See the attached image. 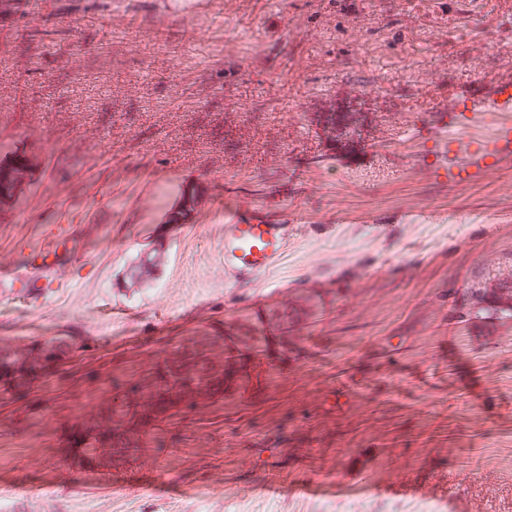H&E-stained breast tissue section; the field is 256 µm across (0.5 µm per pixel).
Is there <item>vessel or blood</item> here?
I'll return each instance as SVG.
<instances>
[{
    "label": "vessel or blood",
    "mask_w": 512,
    "mask_h": 512,
    "mask_svg": "<svg viewBox=\"0 0 512 512\" xmlns=\"http://www.w3.org/2000/svg\"><path fill=\"white\" fill-rule=\"evenodd\" d=\"M494 126L493 135L472 141L465 133L475 119ZM426 121L448 132V156L438 163L439 177L455 184L479 176L488 161L512 159V85H497L485 101L453 108L439 107ZM288 241V220L257 209L232 207L224 213V276L245 285L269 270L280 258ZM59 259L58 252L40 257L25 256L21 263L0 268V281L28 288L50 281Z\"/></svg>",
    "instance_id": "b4317fda"
}]
</instances>
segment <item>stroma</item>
<instances>
[{
  "mask_svg": "<svg viewBox=\"0 0 512 512\" xmlns=\"http://www.w3.org/2000/svg\"><path fill=\"white\" fill-rule=\"evenodd\" d=\"M512 0H61L0 27V267L67 244L54 283L0 287V348L73 353L0 393V512H488L512 490V319L468 316L476 272L512 282V162L436 178L448 135L400 130L512 83ZM158 39L151 66L130 42ZM410 83L365 97L343 73ZM485 58L473 83L460 59ZM96 74L77 109L73 64ZM152 68L150 92L132 73ZM151 99L152 111L142 109ZM41 127L30 134L31 124ZM394 179L364 180L375 151ZM288 216L252 284L224 279V199ZM151 257L143 281L130 269ZM418 494L375 497L353 480ZM335 479L346 490L256 488ZM176 482L186 495L164 490Z\"/></svg>",
  "mask_w": 512,
  "mask_h": 512,
  "instance_id": "35a3bbf8",
  "label": "stroma"
}]
</instances>
